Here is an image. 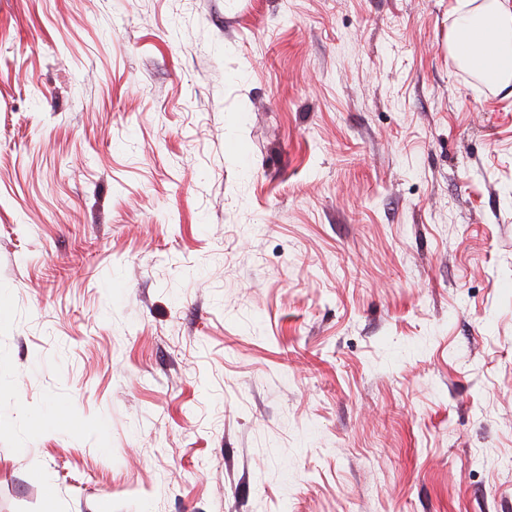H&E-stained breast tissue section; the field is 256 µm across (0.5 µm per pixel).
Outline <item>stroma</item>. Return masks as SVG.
<instances>
[{
    "label": "stroma",
    "mask_w": 512,
    "mask_h": 512,
    "mask_svg": "<svg viewBox=\"0 0 512 512\" xmlns=\"http://www.w3.org/2000/svg\"><path fill=\"white\" fill-rule=\"evenodd\" d=\"M455 3L0 0V512H512Z\"/></svg>",
    "instance_id": "obj_1"
}]
</instances>
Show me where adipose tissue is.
<instances>
[{"instance_id":"obj_1","label":"adipose tissue","mask_w":512,"mask_h":512,"mask_svg":"<svg viewBox=\"0 0 512 512\" xmlns=\"http://www.w3.org/2000/svg\"><path fill=\"white\" fill-rule=\"evenodd\" d=\"M448 48L460 61L491 72L493 82L512 81V0H489L480 10L457 0Z\"/></svg>"}]
</instances>
